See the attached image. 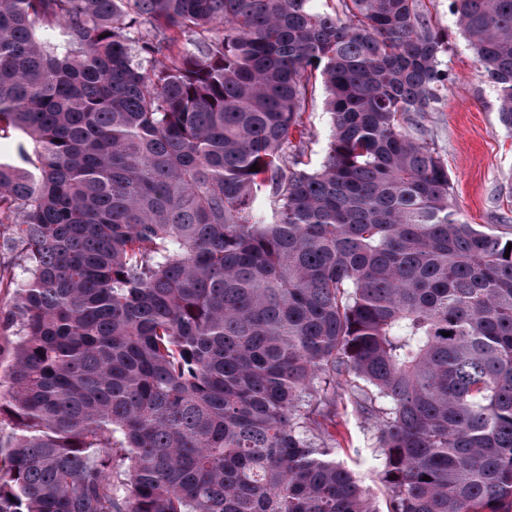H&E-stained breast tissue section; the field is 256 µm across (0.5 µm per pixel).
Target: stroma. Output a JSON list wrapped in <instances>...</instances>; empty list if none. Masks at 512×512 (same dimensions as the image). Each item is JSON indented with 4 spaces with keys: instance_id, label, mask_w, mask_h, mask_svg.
<instances>
[{
    "instance_id": "stroma-1",
    "label": "stroma",
    "mask_w": 512,
    "mask_h": 512,
    "mask_svg": "<svg viewBox=\"0 0 512 512\" xmlns=\"http://www.w3.org/2000/svg\"><path fill=\"white\" fill-rule=\"evenodd\" d=\"M448 98L424 119L428 138L448 163L452 201L472 224H492L512 234V195L503 185L512 175V131L498 119L497 94L477 73L472 51L452 36L448 52ZM323 91H315L303 115L310 133L308 158L319 164L324 156L330 124L323 109ZM328 430L336 440L333 456L355 471L384 504L382 458L376 448L374 422L345 401H337L336 417Z\"/></svg>"
}]
</instances>
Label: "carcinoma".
Returning <instances> with one entry per match:
<instances>
[{"label":"carcinoma","mask_w":512,"mask_h":512,"mask_svg":"<svg viewBox=\"0 0 512 512\" xmlns=\"http://www.w3.org/2000/svg\"><path fill=\"white\" fill-rule=\"evenodd\" d=\"M448 9L512 131V0ZM449 43L425 0H0V512H381L338 397L386 512H512V236L421 124ZM323 89L317 85L313 100L303 115V121L310 133L308 143V159L313 165H318L324 156L330 134L328 115L323 109ZM327 427L336 439L333 456L359 475L373 493L378 507L386 510V490L380 473L382 456L374 448L373 420L357 413L346 401L337 399L335 421Z\"/></svg>","instance_id":"carcinoma-1"}]
</instances>
